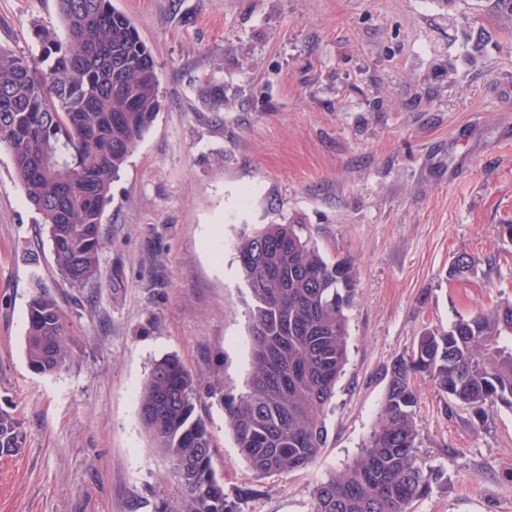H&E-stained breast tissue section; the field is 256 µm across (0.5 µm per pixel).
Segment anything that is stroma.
I'll use <instances>...</instances> for the list:
<instances>
[{"mask_svg": "<svg viewBox=\"0 0 512 512\" xmlns=\"http://www.w3.org/2000/svg\"><path fill=\"white\" fill-rule=\"evenodd\" d=\"M158 65L162 109L112 184L100 278L65 282L0 147V512H156L180 490L138 415L152 363L178 356L224 492L240 512H312L355 460L393 362L428 327L512 302V0H112ZM55 0H0V45L29 52ZM298 222L352 264L348 361L318 462L261 477L224 416L250 371L236 242ZM476 261L452 281L458 254ZM70 325V362L25 355L36 286ZM419 457L442 470L413 512H512V411L445 410L423 377ZM23 435L17 421L8 413L0 412V454L8 455L21 448Z\"/></svg>", "mask_w": 512, "mask_h": 512, "instance_id": "obj_1", "label": "stroma"}]
</instances>
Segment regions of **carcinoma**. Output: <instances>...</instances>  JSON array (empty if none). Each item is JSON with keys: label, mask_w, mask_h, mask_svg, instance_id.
I'll return each mask as SVG.
<instances>
[{"label": "carcinoma", "mask_w": 512, "mask_h": 512, "mask_svg": "<svg viewBox=\"0 0 512 512\" xmlns=\"http://www.w3.org/2000/svg\"><path fill=\"white\" fill-rule=\"evenodd\" d=\"M64 34L32 25L36 52L0 46V145L47 227L57 268L73 288L96 280L101 224L112 183L161 109L155 60L112 0H56ZM252 307L245 392L224 396L227 427L259 476L306 470L326 447L325 410L347 361L345 311L353 266L330 262L300 224H267L237 244ZM475 270L466 253L448 278ZM69 325L37 288L25 354L42 374L69 361ZM428 378L449 409L481 420L512 410V303L481 309L448 328L424 330L392 365L378 421L360 457L312 489V512H412L441 479L418 455V393ZM193 375L175 356L155 361L139 393V419L180 489L159 512H239L213 467L212 438L197 413ZM17 421L0 412V454L21 448Z\"/></svg>", "instance_id": "1"}]
</instances>
